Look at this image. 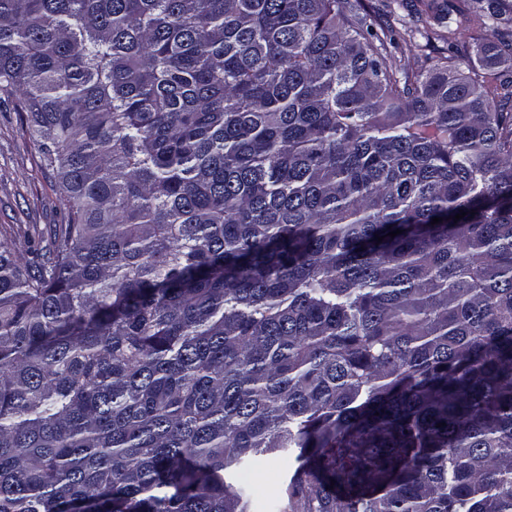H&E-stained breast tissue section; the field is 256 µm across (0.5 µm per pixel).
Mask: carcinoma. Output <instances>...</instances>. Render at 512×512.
<instances>
[{
	"label": "carcinoma",
	"mask_w": 512,
	"mask_h": 512,
	"mask_svg": "<svg viewBox=\"0 0 512 512\" xmlns=\"http://www.w3.org/2000/svg\"><path fill=\"white\" fill-rule=\"evenodd\" d=\"M459 17L409 75L364 0H0L68 205L0 242V512H249L289 448L293 512H512V0ZM294 464V452H278L242 466L230 478L247 484L256 498L277 499L283 507L287 503L285 491Z\"/></svg>",
	"instance_id": "1"
}]
</instances>
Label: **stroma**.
Wrapping results in <instances>:
<instances>
[{
  "label": "stroma",
  "mask_w": 512,
  "mask_h": 512,
  "mask_svg": "<svg viewBox=\"0 0 512 512\" xmlns=\"http://www.w3.org/2000/svg\"><path fill=\"white\" fill-rule=\"evenodd\" d=\"M379 8L389 5L398 46L393 54L399 67L419 71L426 57L437 56L447 44L439 28L415 27L400 0H366ZM66 209L57 179L45 169L37 142L25 131L11 106L0 105V240L21 259H31L44 247L50 226L63 223ZM294 456L279 452L242 466L233 481L247 484L256 498L286 502V487Z\"/></svg>",
  "instance_id": "35a3bbf8"
}]
</instances>
